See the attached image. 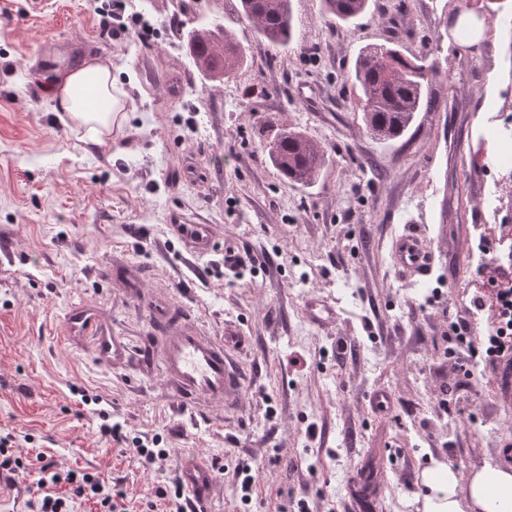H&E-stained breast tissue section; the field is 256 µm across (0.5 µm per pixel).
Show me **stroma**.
<instances>
[{"instance_id": "1", "label": "stroma", "mask_w": 512, "mask_h": 512, "mask_svg": "<svg viewBox=\"0 0 512 512\" xmlns=\"http://www.w3.org/2000/svg\"><path fill=\"white\" fill-rule=\"evenodd\" d=\"M102 2L0 0V430L18 455L99 474L133 512H164L154 491L187 462L210 467L215 487L185 512H424L430 467L512 468V381L485 365L466 374L467 347L448 343L452 321L475 336L491 327L472 316L482 269L470 240L498 164L484 131L512 113V0L475 42L456 22L474 0H370L348 23L291 0L285 45L257 33L240 0H118L129 32L111 39ZM214 22L245 51L221 81L184 39ZM381 44L436 67L392 141L367 131L352 81L361 48ZM88 58L111 60L126 104L98 142L45 90L47 73ZM285 127L329 157L311 185L284 180L263 148ZM180 224L202 225L208 245ZM408 231L434 256L426 275L393 264ZM228 253L246 267L225 268ZM312 297L330 305L328 323L308 319ZM79 305L130 362L68 339ZM184 324L239 332L246 390L233 404L178 406L155 351ZM379 392L389 412L375 409ZM104 423L123 440L102 438ZM133 436L160 439L162 467L142 466ZM244 463L262 474L247 503Z\"/></svg>"}]
</instances>
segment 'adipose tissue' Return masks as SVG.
<instances>
[{
  "label": "adipose tissue",
  "instance_id": "adipose-tissue-1",
  "mask_svg": "<svg viewBox=\"0 0 512 512\" xmlns=\"http://www.w3.org/2000/svg\"><path fill=\"white\" fill-rule=\"evenodd\" d=\"M47 89L52 110L85 128L93 141L111 132L115 113L123 109L108 60L87 59L56 72ZM425 483L431 491L425 512H512L511 470L487 466L463 483L452 467L439 465L427 470ZM462 485L467 488L463 499L458 496Z\"/></svg>",
  "mask_w": 512,
  "mask_h": 512
}]
</instances>
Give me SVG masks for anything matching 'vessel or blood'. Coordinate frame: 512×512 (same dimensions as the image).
I'll list each match as a JSON object with an SVG mask.
<instances>
[{
	"label": "vessel or blood",
	"instance_id": "vessel-or-blood-1",
	"mask_svg": "<svg viewBox=\"0 0 512 512\" xmlns=\"http://www.w3.org/2000/svg\"><path fill=\"white\" fill-rule=\"evenodd\" d=\"M394 264L402 269L421 274L432 262L420 237L408 233L400 237L392 254ZM66 329L71 337L91 336L100 356L121 360L131 356L130 347L115 337L97 332L95 319L84 309H72L66 318ZM166 373L180 385V404L190 408L193 398L207 394L221 398L239 391L243 379L233 367L225 343L206 336L184 334L174 337L162 350ZM180 479L193 498L206 499L214 482L211 468L188 463L180 469Z\"/></svg>",
	"mask_w": 512,
	"mask_h": 512
}]
</instances>
